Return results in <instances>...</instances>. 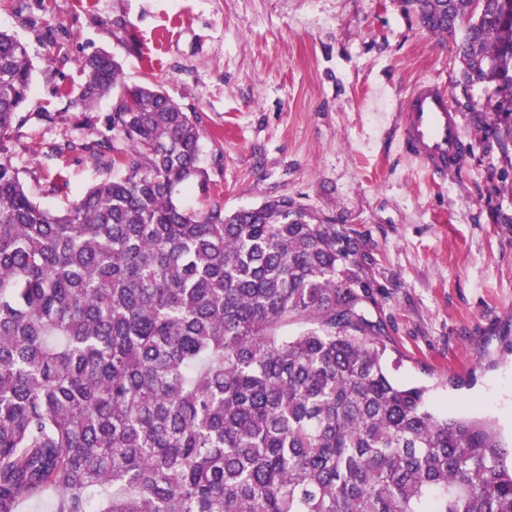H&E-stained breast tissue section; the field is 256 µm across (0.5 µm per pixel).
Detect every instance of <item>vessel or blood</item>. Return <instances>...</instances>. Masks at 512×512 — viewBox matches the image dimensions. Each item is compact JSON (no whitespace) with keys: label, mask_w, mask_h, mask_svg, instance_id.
Masks as SVG:
<instances>
[{"label":"vessel or blood","mask_w":512,"mask_h":512,"mask_svg":"<svg viewBox=\"0 0 512 512\" xmlns=\"http://www.w3.org/2000/svg\"><path fill=\"white\" fill-rule=\"evenodd\" d=\"M398 125L405 151L422 170L438 179L457 172L468 143L445 88L430 81L415 84L398 114Z\"/></svg>","instance_id":"vessel-or-blood-1"}]
</instances>
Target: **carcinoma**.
<instances>
[{
	"label": "carcinoma",
	"instance_id": "cac0c4a2",
	"mask_svg": "<svg viewBox=\"0 0 512 512\" xmlns=\"http://www.w3.org/2000/svg\"><path fill=\"white\" fill-rule=\"evenodd\" d=\"M407 3L511 113L512 0ZM81 69L74 106L118 92L116 135L54 151L124 174L52 212L12 162L32 72L0 30V512H512L494 422L388 372L349 231L289 197L185 209L195 120L105 51Z\"/></svg>",
	"mask_w": 512,
	"mask_h": 512
}]
</instances>
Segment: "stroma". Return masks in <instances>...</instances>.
I'll return each mask as SVG.
<instances>
[{
    "mask_svg": "<svg viewBox=\"0 0 512 512\" xmlns=\"http://www.w3.org/2000/svg\"><path fill=\"white\" fill-rule=\"evenodd\" d=\"M0 30L32 61L27 120L10 149L35 200L53 211L121 175L87 152L49 155L107 134L116 96L71 107L79 62L98 50L127 85H155L202 133L205 185L180 202L204 211L288 196L345 225L369 254V317L400 383L431 407L493 420L512 438V167L504 115L482 87L455 83V44L404 0H0ZM444 85L472 144L451 179L402 149L400 104Z\"/></svg>",
    "mask_w": 512,
    "mask_h": 512,
    "instance_id": "1",
    "label": "stroma"
}]
</instances>
